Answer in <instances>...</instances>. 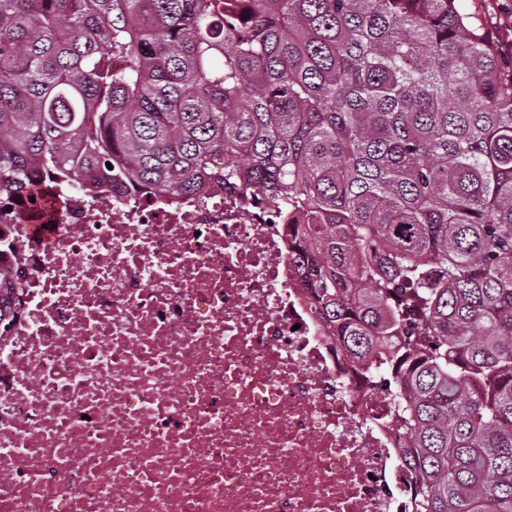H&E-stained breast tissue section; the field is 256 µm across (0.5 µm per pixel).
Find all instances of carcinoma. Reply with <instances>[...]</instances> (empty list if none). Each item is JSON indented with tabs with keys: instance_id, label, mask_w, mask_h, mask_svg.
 <instances>
[{
	"instance_id": "cac0c4a2",
	"label": "carcinoma",
	"mask_w": 512,
	"mask_h": 512,
	"mask_svg": "<svg viewBox=\"0 0 512 512\" xmlns=\"http://www.w3.org/2000/svg\"><path fill=\"white\" fill-rule=\"evenodd\" d=\"M33 159L295 219L336 353L395 378L411 512H512V61L459 0H0L28 222Z\"/></svg>"
}]
</instances>
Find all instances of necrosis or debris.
Wrapping results in <instances>:
<instances>
[{"instance_id":"1","label":"necrosis or debris","mask_w":512,"mask_h":512,"mask_svg":"<svg viewBox=\"0 0 512 512\" xmlns=\"http://www.w3.org/2000/svg\"><path fill=\"white\" fill-rule=\"evenodd\" d=\"M0 196V512H407L404 434L224 189Z\"/></svg>"}]
</instances>
